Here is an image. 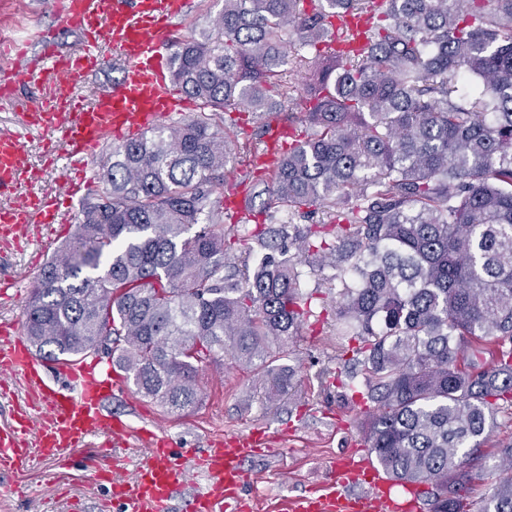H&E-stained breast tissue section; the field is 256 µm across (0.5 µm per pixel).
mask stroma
<instances>
[{
    "instance_id": "stroma-1",
    "label": "stroma",
    "mask_w": 512,
    "mask_h": 512,
    "mask_svg": "<svg viewBox=\"0 0 512 512\" xmlns=\"http://www.w3.org/2000/svg\"><path fill=\"white\" fill-rule=\"evenodd\" d=\"M0 15L8 18L13 41L32 42L46 31L54 33L62 52L79 45V33L62 26L52 0H13ZM44 265L34 238L0 254V279H14L19 289L14 303H0V322L24 321L26 302ZM334 273L327 265L308 277L314 314L305 318L279 361L292 373L290 394L267 399L261 374L243 369L227 355L200 372L201 402L194 411L171 414L130 391L106 397L104 413L135 428L159 423L176 448L202 449L209 440L246 428L281 434L282 445L243 464L245 492L254 500V512H280L284 502L309 495L329 480L339 462L366 445L363 424L369 412L361 395L340 382L350 371L342 357L347 339L336 316L330 282ZM510 439L512 410H498L481 447L469 455L471 466L482 473L469 496V512H483L499 477L496 447ZM94 462L90 446L35 468L0 474V483L14 482L22 491L18 497L0 498V512H120L107 488L93 480ZM52 471L63 472L64 480L48 481Z\"/></svg>"
}]
</instances>
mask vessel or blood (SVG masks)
Instances as JSON below:
<instances>
[{"label": "vessel or blood", "mask_w": 512, "mask_h": 512, "mask_svg": "<svg viewBox=\"0 0 512 512\" xmlns=\"http://www.w3.org/2000/svg\"><path fill=\"white\" fill-rule=\"evenodd\" d=\"M56 6L63 25L80 33L79 48L65 55L41 38L36 50L17 48L13 63L0 67V108L21 110L27 127L51 135L68 171L54 189L0 208V244L18 243L35 229L44 254L56 250L59 229L72 222L63 202L85 186L89 160L108 144L142 136L190 107L168 78L167 57L173 20L182 14L185 0H57ZM105 46L118 54L122 77L91 101H83L75 88L88 72L103 65ZM24 75L48 88L45 100L19 97L18 81ZM43 175L42 168L28 161L19 135L0 132V196L25 183L38 184ZM224 207L231 221L248 218L247 189L233 192ZM38 366L20 323L0 324V377H21L40 416L34 427L30 424L34 411H20L12 424L0 428L1 471L50 461L97 439L101 445L95 476L109 485L113 502L125 512H170L191 471L202 477L203 485L183 500L182 512H253L243 492L247 481L243 463L270 447L273 437L265 430L252 428L202 450L176 451L155 429H135L121 418L103 414L105 394L125 393L127 379L97 353L63 362L70 385L62 389L47 385ZM112 446L144 450L132 478H125L120 464L110 459ZM393 488V481L367 453L303 497L299 512H395Z\"/></svg>", "instance_id": "b4317fda"}]
</instances>
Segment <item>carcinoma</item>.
<instances>
[{
  "label": "carcinoma",
  "mask_w": 512,
  "mask_h": 512,
  "mask_svg": "<svg viewBox=\"0 0 512 512\" xmlns=\"http://www.w3.org/2000/svg\"><path fill=\"white\" fill-rule=\"evenodd\" d=\"M366 14L369 46L319 47L328 18ZM295 37L288 51L285 35ZM171 78L200 114L112 146L74 234L25 309L37 352L104 351L170 413L200 401V366L245 369L297 335L303 257H331L345 363L365 376L368 447L432 512H466L481 473L467 449L512 408V0H224L207 31L173 44ZM300 77L291 86L288 77ZM304 128L275 167L240 180L276 221L252 266L226 270L224 166L232 111L283 112ZM321 210L336 240L296 216ZM487 354L490 363L476 358ZM287 393L290 380H265ZM485 512H512V443Z\"/></svg>",
  "instance_id": "carcinoma-1"
}]
</instances>
